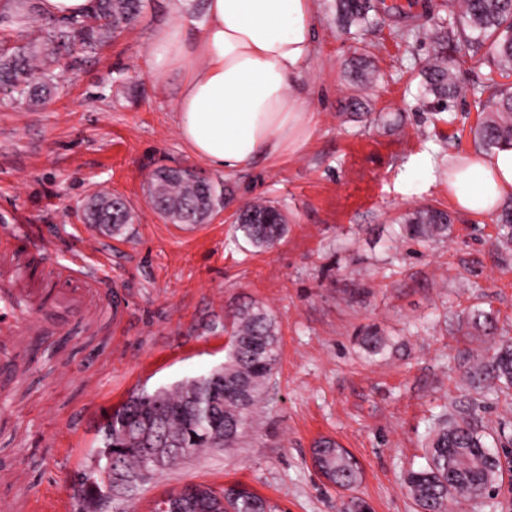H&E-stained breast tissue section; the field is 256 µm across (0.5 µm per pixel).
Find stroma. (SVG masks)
<instances>
[{"label": "stroma", "instance_id": "obj_1", "mask_svg": "<svg viewBox=\"0 0 512 512\" xmlns=\"http://www.w3.org/2000/svg\"><path fill=\"white\" fill-rule=\"evenodd\" d=\"M332 0H316V55L299 78L315 129L296 154L256 160L226 175L195 157L177 135L181 76L157 78L148 63L153 32L184 25L197 34L205 12L193 0H145L140 21L75 69L36 107L0 99V221L37 225L52 252L94 242L112 264L128 309L116 332L73 324L67 346L34 343L12 414L28 427L0 433V462L27 474L24 489L0 486V512L27 495L71 500L104 412L136 391L173 385L223 364L239 310L258 306L276 321L280 358L261 407L236 447L208 451L140 485L127 512L191 484L242 483L279 512H417L409 471L426 467V437L441 414L467 419L497 448L512 435V407L471 369L491 355L472 314L492 313L512 336V251L494 250L497 216L458 212L448 159L474 152L481 117L466 96L444 112L422 109L418 71L438 49L445 0H383L380 23L358 35L337 30ZM420 39H397L411 23ZM374 72L359 82L354 57ZM161 167L191 168L229 186L232 197L202 224H173L152 205ZM100 191L124 195L134 221L120 233L85 223ZM270 200L288 216L274 247L251 245L235 223L244 204ZM420 206L451 212L447 238L403 236ZM381 336L369 350L366 332ZM79 427H71V419ZM328 438L362 471L352 491L327 482L311 450Z\"/></svg>", "mask_w": 512, "mask_h": 512}]
</instances>
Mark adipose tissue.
Returning <instances> with one entry per match:
<instances>
[{
  "label": "adipose tissue",
  "mask_w": 512,
  "mask_h": 512,
  "mask_svg": "<svg viewBox=\"0 0 512 512\" xmlns=\"http://www.w3.org/2000/svg\"><path fill=\"white\" fill-rule=\"evenodd\" d=\"M205 15L196 37L180 26L153 36L155 75L182 76L179 138L227 174L300 151L314 127L298 79L314 55L315 0H205ZM448 191L463 213L500 208L512 199V146L449 158Z\"/></svg>",
  "instance_id": "obj_1"
}]
</instances>
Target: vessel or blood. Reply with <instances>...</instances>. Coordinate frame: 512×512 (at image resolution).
Returning <instances> with one entry per match:
<instances>
[{
	"label": "vessel or blood",
	"instance_id": "obj_1",
	"mask_svg": "<svg viewBox=\"0 0 512 512\" xmlns=\"http://www.w3.org/2000/svg\"><path fill=\"white\" fill-rule=\"evenodd\" d=\"M123 306L112 301V267L91 249L54 255L31 225L0 229V404L13 402L30 370L33 342L56 339L70 321L108 318L120 326Z\"/></svg>",
	"mask_w": 512,
	"mask_h": 512
}]
</instances>
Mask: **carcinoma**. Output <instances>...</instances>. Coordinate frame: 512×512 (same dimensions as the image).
<instances>
[{
	"label": "carcinoma",
	"instance_id": "carcinoma-1",
	"mask_svg": "<svg viewBox=\"0 0 512 512\" xmlns=\"http://www.w3.org/2000/svg\"><path fill=\"white\" fill-rule=\"evenodd\" d=\"M335 23L344 31H362L378 22V0H334ZM144 0H98L93 14L77 19L45 17L39 0H0V93L31 105L40 103L56 89L54 70L78 63L75 48L95 54L135 24ZM440 44H454L488 71L475 91L484 116L471 129L475 144L489 150L512 144V86L500 79L512 75V0H448V22L437 25ZM424 105L444 107L458 97L454 67L444 52L437 51L421 70ZM149 193L155 209L172 224H203L224 204L229 189L197 176L189 169L159 168L153 174ZM89 224H103L118 232L133 221L127 201L119 194L98 192L84 206ZM494 246L512 248V212L498 217ZM452 216L448 211L425 207L405 218L406 236L415 241L448 236ZM238 229L257 248L276 245L288 231L284 211L270 201L249 203L237 215ZM224 366L206 375L188 378L170 389H142L130 396L110 416L116 436L97 435L87 469L104 486L108 461L127 472L139 470L148 441L139 427L152 422L158 433L171 439L175 449L155 468L159 472L180 460L213 448H233L250 426L262 389L279 356L278 329L261 308H247L235 317L230 331ZM479 381L494 393L512 397V342L505 340L486 363L474 368ZM485 447L482 435L464 418L448 423L442 418L429 434L428 465L409 472L406 484L423 512H447L448 453L467 450L477 458ZM342 487L358 482L361 471L341 446L326 461ZM231 512H277V506L255 493L240 494L228 502Z\"/></svg>",
	"mask_w": 512,
	"mask_h": 512
}]
</instances>
